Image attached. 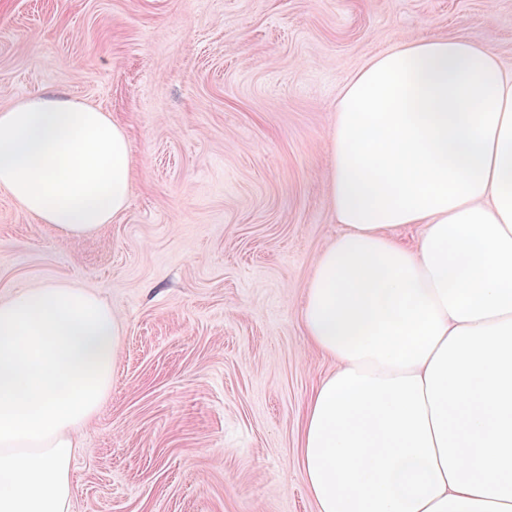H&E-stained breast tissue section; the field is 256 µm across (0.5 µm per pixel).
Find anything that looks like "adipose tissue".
Here are the masks:
<instances>
[{"label":"adipose tissue","mask_w":512,"mask_h":512,"mask_svg":"<svg viewBox=\"0 0 512 512\" xmlns=\"http://www.w3.org/2000/svg\"><path fill=\"white\" fill-rule=\"evenodd\" d=\"M330 151L343 230L302 307L336 361L300 438L316 512H512V77L485 46L404 43L347 84ZM130 187L126 130L98 107L0 110V188L42 223L94 232ZM409 224L411 247L396 236ZM122 341L85 289L0 298V512H69L78 432Z\"/></svg>","instance_id":"adipose-tissue-1"}]
</instances>
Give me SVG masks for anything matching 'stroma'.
I'll return each instance as SVG.
<instances>
[{
  "label": "stroma",
  "mask_w": 512,
  "mask_h": 512,
  "mask_svg": "<svg viewBox=\"0 0 512 512\" xmlns=\"http://www.w3.org/2000/svg\"><path fill=\"white\" fill-rule=\"evenodd\" d=\"M428 36L512 74V0H0V109L78 99L130 139L128 207L97 232L0 190V297L87 288L124 329L70 512H316L299 439L336 365L301 308L342 231L336 104L372 58Z\"/></svg>",
  "instance_id": "1"
}]
</instances>
